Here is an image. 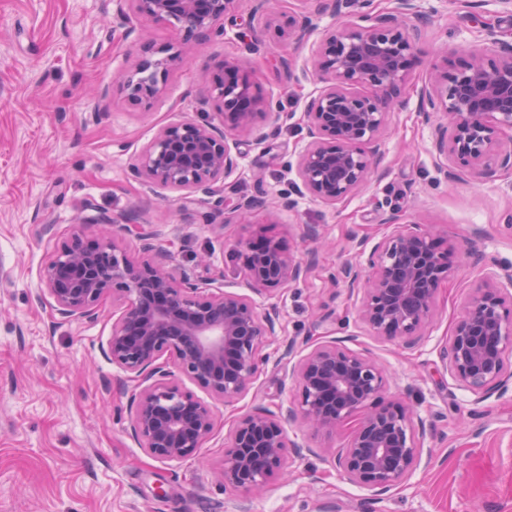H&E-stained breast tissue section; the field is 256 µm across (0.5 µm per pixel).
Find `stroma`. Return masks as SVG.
<instances>
[{
  "label": "stroma",
  "instance_id": "1",
  "mask_svg": "<svg viewBox=\"0 0 512 512\" xmlns=\"http://www.w3.org/2000/svg\"><path fill=\"white\" fill-rule=\"evenodd\" d=\"M418 6L410 102L389 116L378 175L327 206L299 195L288 165L304 144L305 101L319 87L316 43L338 19L315 15L316 29L302 42L278 33L289 14L312 12V0H238L236 14L253 19V30L230 25L196 42L147 104L131 102L113 76L136 69L142 44L177 47L185 37L179 27L138 16L127 26L114 23L112 0H0V512H315L325 503L341 512H512V389L475 402L442 358L486 268L512 275L505 221L512 175L444 178L434 127L415 102L440 50L455 56L479 48L489 27L512 42V16L496 0ZM251 40L257 51H249ZM228 57L241 61L275 109L241 145L239 169L186 206L179 192L148 187L131 168L164 126L218 122L220 104L204 90ZM282 59L288 69L279 68ZM236 189L257 197L251 216L204 223L216 200ZM104 214L153 232L174 272L206 288L245 293L229 254L260 234L313 263L304 280L256 296L260 311L278 315L282 332L271 337L272 360L249 391L220 406L199 456L154 459L130 438L133 385L103 355L120 302L104 300L95 320L64 322L42 295V270L54 251L75 233L97 239ZM392 214L437 228L455 248L436 316L410 348L372 335L357 317L359 297L328 280L355 260L357 242L387 233ZM47 224L53 234H44ZM309 225L318 226L319 239H304ZM292 340H336L385 368L390 398L426 426L421 463L406 481L382 495L349 482L313 451L344 448L352 425L315 433L298 420L283 426L311 453L289 458L286 474L264 492L236 491L217 478L237 418L289 407L295 384L284 353Z\"/></svg>",
  "mask_w": 512,
  "mask_h": 512
}]
</instances>
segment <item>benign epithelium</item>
<instances>
[{"mask_svg": "<svg viewBox=\"0 0 512 512\" xmlns=\"http://www.w3.org/2000/svg\"><path fill=\"white\" fill-rule=\"evenodd\" d=\"M314 13L350 19L327 31L315 54L323 83L308 97L303 112L307 142L296 160L298 191L334 206L364 187L377 173L380 142L389 114L406 107V90L417 64L415 41L406 19L418 15L416 0H395L379 12L375 0H314ZM236 0H115L113 17L128 23L139 15L178 24L186 37L225 34ZM315 30L312 15L288 17L284 35L303 40ZM141 77L119 76L135 102L157 97V72L186 63L177 50L152 59L140 47ZM372 89L369 94L355 90ZM221 103L222 123L176 122L161 128L133 167L135 177L183 192L182 200L211 193L212 185L239 167L238 142L271 109L238 62L224 68L207 88ZM419 111L442 113L434 148L441 167L453 165L480 178L512 172V43L487 30L486 46L435 69L419 91ZM104 227L92 244L75 235L48 260L42 271L43 295L64 320H93L101 301L123 304L113 323L106 357L136 382L130 433L144 452L158 460L197 455L214 432L215 406L199 399L183 381L224 404L250 388L270 336L281 332L278 316L261 314L248 296L209 292L190 277L168 269V254L154 250L152 235L138 233L152 260H137L119 244L128 225L103 215ZM390 231L371 248L359 243L363 260L331 276L350 291H363L359 316L372 333L405 346L414 345L429 325L435 297L451 270V250L419 224L396 216ZM232 259L256 293L275 292L306 277L309 265L297 262L271 236L240 242ZM512 278L486 274L473 288L442 358L453 380L480 402L508 390L512 370ZM298 390L288 418L301 417L313 429L332 430L352 420L355 429L337 456V467L357 485L385 493L414 471L423 455L424 426L413 411L386 397V376L373 360L334 341L314 344L292 365ZM280 417L256 409L239 418L224 449V486L262 491L280 474L289 454Z\"/></svg>", "mask_w": 512, "mask_h": 512, "instance_id": "7a95c632", "label": "benign epithelium"}]
</instances>
